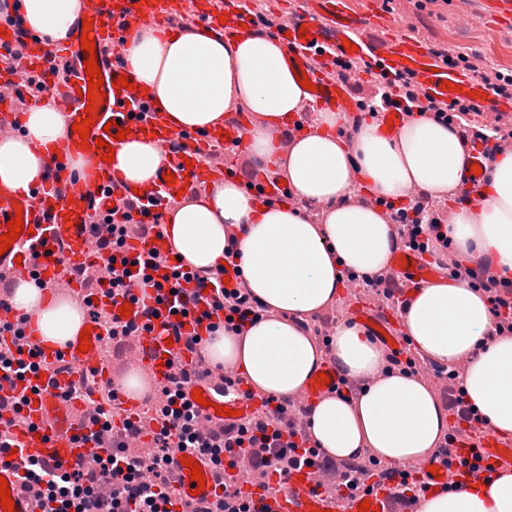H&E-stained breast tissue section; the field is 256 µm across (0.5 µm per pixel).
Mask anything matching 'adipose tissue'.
Masks as SVG:
<instances>
[{"mask_svg":"<svg viewBox=\"0 0 512 512\" xmlns=\"http://www.w3.org/2000/svg\"><path fill=\"white\" fill-rule=\"evenodd\" d=\"M87 5L21 0L19 11L33 32L60 46ZM126 57L173 128H218L227 110L245 104L254 115L249 151L282 169L294 196L289 204L263 205L227 178L169 211L165 229L173 247L199 269L223 263L226 231L235 228L247 282L268 309L244 335L208 337L203 357L242 373L252 389L283 397L298 394L322 362L334 360L367 384L356 399L315 403L311 431L319 448L336 457L370 452L398 467L428 461L448 430V415L421 378L382 373L381 348L354 320L338 322L326 347L297 322L336 304L346 271L370 277L387 269L395 233L372 199L403 200L415 190L441 201L456 189L466 152L454 130L418 117L388 139L368 120L349 137L343 113L327 106L315 109L311 132L282 144L276 132L307 93L274 37L133 27ZM64 133L62 112L43 98L25 113L19 135L0 139V184L39 185ZM162 163L154 144L135 139L115 149L112 167L135 187L149 183ZM448 240L463 259L489 261L494 272L512 276V153L493 163L481 201L450 210ZM10 302L54 344L74 336L83 319L68 298L45 297L31 281L20 283ZM402 329L422 354L459 367L466 399L491 434L512 435V336L496 334L479 293L459 282L420 288ZM423 510L512 512V471L478 487L432 493Z\"/></svg>","mask_w":512,"mask_h":512,"instance_id":"1","label":"adipose tissue"}]
</instances>
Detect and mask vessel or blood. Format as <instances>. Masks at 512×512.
Segmentation results:
<instances>
[{
	"label": "vessel or blood",
	"instance_id": "b4317fda",
	"mask_svg": "<svg viewBox=\"0 0 512 512\" xmlns=\"http://www.w3.org/2000/svg\"><path fill=\"white\" fill-rule=\"evenodd\" d=\"M183 0H91L84 18L93 21L91 35L96 41L95 52L81 48L82 20L72 27L71 44L64 59L72 75L66 84L55 87L54 94L59 108L65 115L67 131L57 155L50 160L48 178L30 194H19L0 187V234L7 232L9 220L22 217L25 229L11 248L0 254V279L17 281L30 279L39 273L52 291H66L82 308L83 327L91 331V348L79 352V339L62 345L45 342L35 335L30 320L10 313L1 317L10 328L1 336L5 339L19 337L24 349L38 353L43 364L42 376H30L16 385H0V397L26 396L25 409L13 418L11 431L26 455L37 458L44 466L56 468L71 464L81 470L93 467L96 453L92 444L78 443L77 438L87 432L89 414L93 406L85 399L64 400L63 389L80 384L83 377L94 378L97 384L112 383V366L102 357L105 345L104 331L94 312L105 308L109 314H117L120 306L130 299L125 291L102 295L101 291H88L76 282L66 279L70 266L101 263L102 256L96 250L95 237L86 218L97 210H107L115 204L111 188L129 192L130 187L117 178L111 162L102 160L95 148H86L72 126L78 116L84 115L87 99L82 92L88 87L85 63L89 56H96L104 78L103 100L97 101V119L90 138L104 139L110 146H117L119 130H130L132 138L151 139L164 162L153 181L143 185L141 192L157 198L175 197L178 190L196 188L206 190L228 173L230 163L211 155L209 145L220 141L226 147L243 150L245 117L224 124L222 128L201 133L195 130H177L169 124L156 101L143 89L129 90L115 87V79L128 76L123 61L126 32L130 26L160 27L180 13ZM198 21L213 34L223 38L255 31L253 18L243 7V0H199ZM279 25L277 36L286 37L288 60L299 76L308 78L314 89L310 96L313 103L335 107L356 116L358 105L350 90L341 88L328 76V56L322 55V47L336 53H344L345 43L355 46L354 58L367 62L373 75L399 72L412 76L420 99L452 102L467 100L469 93H478L479 104L484 107L488 121L512 114V102L493 96L484 84L460 71L441 66L430 45L414 36L406 23L393 21L381 25L377 33L366 29L365 16L353 12L349 0H297L295 5H283L277 10ZM19 28L14 21L0 18V50L16 46ZM26 46L14 73L0 75V130L17 134L15 110L19 104L23 76L42 75L54 64L47 47L34 39H23ZM181 143L180 152H172V143ZM174 174V185H167L166 174ZM38 248L39 259H31V248ZM391 271L402 274L408 281L409 290L443 279L442 271L425 260L410 256L407 263L390 262ZM211 288L199 289L196 311L184 319L179 336L154 328L152 331L125 339V345L133 353V360L150 377L151 403L160 406L162 390L168 383L169 374L179 369L194 367L196 356L186 348V341L194 334L205 331L199 314L207 310ZM351 318L364 324L383 345L398 349L406 344L400 326L379 316L375 306L355 303L349 308ZM69 364V371H61V364ZM322 370L328 383L308 382L301 396L305 402L324 398L333 389L338 376L330 365ZM192 389L201 390L205 403L198 406L201 422L208 425L230 424V411H238L240 418H247L257 407L260 399L244 400L225 396L223 370L211 369L206 379L192 382ZM225 407L227 415H219L218 407ZM485 450L492 462L500 469H512V442L495 436H487ZM205 483L192 480L191 470L184 463H177L178 480L175 496L183 512H191L197 500H214L226 484H245L252 496L254 512H334L336 499L316 491L315 477L311 470L291 472L284 485L277 490L244 482L241 473L233 468L214 470L208 460H201ZM0 476L10 488L14 502L13 512H43L42 500L34 487L18 482L12 468L0 465ZM391 481L371 490L358 492L357 502L348 512H359L358 504L369 501L368 512H395Z\"/></svg>",
	"mask_w": 512,
	"mask_h": 512
}]
</instances>
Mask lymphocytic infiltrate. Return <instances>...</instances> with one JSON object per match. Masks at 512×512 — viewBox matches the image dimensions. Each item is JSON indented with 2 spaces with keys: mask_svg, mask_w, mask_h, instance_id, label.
I'll return each mask as SVG.
<instances>
[{
  "mask_svg": "<svg viewBox=\"0 0 512 512\" xmlns=\"http://www.w3.org/2000/svg\"><path fill=\"white\" fill-rule=\"evenodd\" d=\"M442 65L462 70L480 80L493 95L512 98V73H503L483 57L454 53L444 45L433 48ZM332 79L340 83H353L361 92L360 117L354 118L353 127H360L363 116L377 117L379 113L395 109L410 115L431 117L453 127L468 150L483 152L488 160H495L498 142L512 141V119L499 118L497 124L488 126L481 119L477 105L471 103H435L421 101L409 77L396 74L381 75L379 80L366 82L364 69L358 60L339 55L331 60ZM392 218L396 223L410 225L408 235L400 237L402 249L429 258L436 268L449 272L451 280L468 284L487 301L495 320L497 332L512 335V278H502L492 272L484 261L464 262L450 251L443 228L448 222V210L430 203L425 195L408 197L405 202L391 204ZM161 263L158 253L150 252L132 258L105 260L104 274L96 275L99 288L113 290L124 280L135 281L142 290L140 300L145 305L143 314L152 317V304L161 302L156 280L151 272ZM170 293L175 303L184 306L188 298L184 284L212 287L215 295L213 306L224 314L223 323H209L208 332L225 327L236 334H244L248 325L263 317L265 308L253 295L246 282H238L232 289L215 282L212 270L182 271L173 267ZM366 289L377 299L382 315L401 318L408 306L402 296L403 283L397 274L367 280ZM385 371L401 369L413 374H429L440 382L439 396L448 414L449 429L443 435L434 457L447 463L448 450L457 439L469 443L474 459H482V443L487 430L478 413L467 402L465 393L457 382L455 368L432 361L416 350L407 347L403 356L385 355ZM197 369L181 371L170 378L164 390L166 403L154 409L152 419L157 428L152 434L151 445L155 450L150 461L137 455L133 444L140 435L137 422L125 419L121 426H114L111 404L117 400L116 392L99 391V400L108 408L101 414V430L112 433V447L106 458L100 459L97 471L86 474L80 469L49 470L35 458L20 456L22 478L27 482L47 487L44 512H175L177 501L172 491L174 451L193 453L209 459L213 465L235 467L248 464L250 469L274 472L287 477L291 470L313 465L316 489L333 494L341 504H348L355 492L372 478L385 479L400 474L401 482L394 499L403 507L423 505L431 491L430 483L423 481L419 470L399 469L371 455H353L338 458L321 451L312 441L310 415L312 406L292 397L266 396L254 415L229 428L200 438L197 432V413L184 391L185 383L198 378ZM119 484L111 500L98 496V484L110 479Z\"/></svg>",
  "mask_w": 512,
  "mask_h": 512,
  "instance_id": "lymphocytic-infiltrate-1",
  "label": "lymphocytic infiltrate"
}]
</instances>
